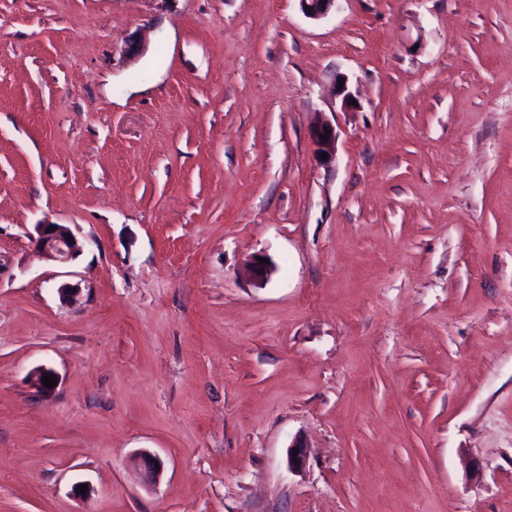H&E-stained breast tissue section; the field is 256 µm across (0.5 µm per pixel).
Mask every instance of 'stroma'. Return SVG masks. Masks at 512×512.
Segmentation results:
<instances>
[{
  "instance_id": "1",
  "label": "stroma",
  "mask_w": 512,
  "mask_h": 512,
  "mask_svg": "<svg viewBox=\"0 0 512 512\" xmlns=\"http://www.w3.org/2000/svg\"><path fill=\"white\" fill-rule=\"evenodd\" d=\"M0 512H512V0H0ZM326 130H330V135H326ZM321 136H326V141H322ZM310 138L314 145V151L320 160H322L320 152L327 153L328 155L327 160H322L324 162L335 159L338 135L336 128L332 124L327 121L318 122L311 128ZM51 226H55V229L50 230ZM67 235H70L72 242H69ZM35 245L60 263L75 259L84 248V244L76 238L68 225L53 223L37 225Z\"/></svg>"
}]
</instances>
